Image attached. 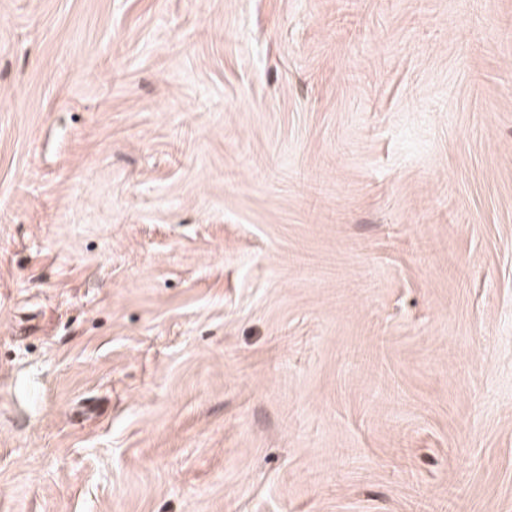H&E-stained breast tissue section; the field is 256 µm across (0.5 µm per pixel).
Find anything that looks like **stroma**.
<instances>
[{"mask_svg": "<svg viewBox=\"0 0 512 512\" xmlns=\"http://www.w3.org/2000/svg\"><path fill=\"white\" fill-rule=\"evenodd\" d=\"M0 512H512V0H0Z\"/></svg>", "mask_w": 512, "mask_h": 512, "instance_id": "obj_1", "label": "stroma"}]
</instances>
